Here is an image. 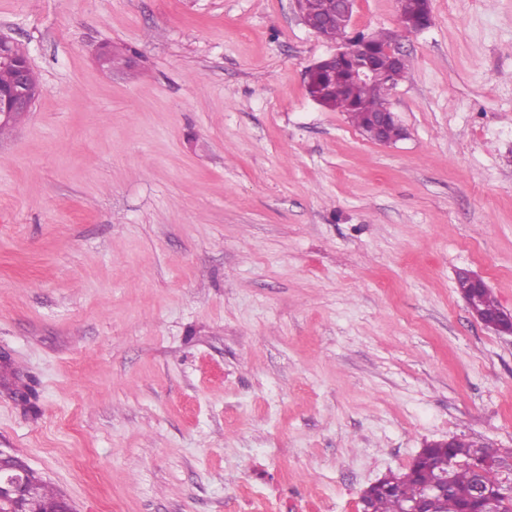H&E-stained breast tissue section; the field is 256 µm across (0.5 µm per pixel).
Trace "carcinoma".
I'll list each match as a JSON object with an SVG mask.
<instances>
[{"label":"carcinoma","instance_id":"carcinoma-1","mask_svg":"<svg viewBox=\"0 0 512 512\" xmlns=\"http://www.w3.org/2000/svg\"><path fill=\"white\" fill-rule=\"evenodd\" d=\"M319 35L332 41L342 40L347 44L370 41L381 45L385 39L381 34L365 32L351 36L348 30L334 25L322 28ZM318 81L324 84L327 107L349 114L352 123L360 129L367 127V113L380 112L386 108L388 96L397 86L396 81L381 78L361 87L349 78L347 69L342 66L332 68L319 77ZM470 304L479 311L499 309V304L488 291L473 296ZM499 454L497 448L461 438L454 440L447 448H433L427 463L420 465L415 473L388 476L389 480L395 482L396 492L372 494L368 502L370 512H404L406 503L419 497L427 485L443 476L448 477V489L440 508L444 512H457L458 508L473 499L477 482L481 481L488 487L499 483L498 475L488 472L480 478L471 468V464ZM60 502L62 498L53 488L35 475H30L27 512H52V508Z\"/></svg>","mask_w":512,"mask_h":512}]
</instances>
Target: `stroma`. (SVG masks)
<instances>
[{"label":"stroma","instance_id":"obj_1","mask_svg":"<svg viewBox=\"0 0 512 512\" xmlns=\"http://www.w3.org/2000/svg\"><path fill=\"white\" fill-rule=\"evenodd\" d=\"M355 0L408 69L380 144L296 0H0V448L74 512H361L426 443L512 448V0ZM134 59L103 72L102 44ZM423 1L424 3H426V8H425V12H424V15L421 17L420 21H418L417 23H415L413 25V30L412 31H407L406 28H407V22L403 19V17L401 16V10H402V13L404 14V16L406 17H411L415 14V12L417 11V8H418V0H401V9H400V0H398V4H399V24H400V28L406 32H409V33H416V32H420L426 28H428L431 23H432V12H431V9H430V1L429 0H421ZM12 70V82L0 90V124L11 123L18 113L29 112L40 88L34 83V74L26 53L15 41L0 38V67Z\"/></svg>","mask_w":512,"mask_h":512}]
</instances>
